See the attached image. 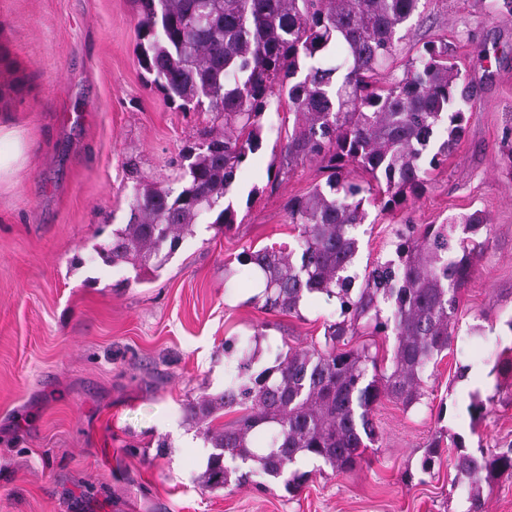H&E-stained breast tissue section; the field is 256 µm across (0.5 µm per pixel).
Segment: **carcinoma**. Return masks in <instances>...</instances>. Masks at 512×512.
<instances>
[{"instance_id": "obj_1", "label": "carcinoma", "mask_w": 512, "mask_h": 512, "mask_svg": "<svg viewBox=\"0 0 512 512\" xmlns=\"http://www.w3.org/2000/svg\"><path fill=\"white\" fill-rule=\"evenodd\" d=\"M421 0H134L139 64L177 108L206 111L211 126L180 151L175 186L139 181L127 224L100 253L150 274L160 269L200 219L230 232L238 213L228 200L240 171L272 128L265 114L285 96L295 123L288 164L317 161L324 183L288 200L291 247L245 250L262 291L261 308L299 315L304 297L336 299L338 317L323 343L291 350L255 374L256 352L244 345L224 394L187 406L193 419L214 421L240 407L224 426H207L213 452L202 474L208 487L231 475L242 485L261 473L278 479L311 455L333 469H354L377 441L374 406L388 397L410 407L424 396V377L454 341L458 295L475 275L489 218L476 210L446 224H403L396 258L359 273L358 227L365 204L391 211L423 194L427 167L447 160L464 134L467 86L448 61V45L430 43L401 75L390 71L397 45ZM364 330L394 337L390 364L369 346L340 344ZM495 396L468 406L481 419ZM453 468L467 512H484L483 486L512 480V447L462 450ZM430 443L423 470L441 458Z\"/></svg>"}]
</instances>
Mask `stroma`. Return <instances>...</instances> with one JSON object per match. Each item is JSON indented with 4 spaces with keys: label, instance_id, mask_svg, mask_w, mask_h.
<instances>
[{
    "label": "stroma",
    "instance_id": "35a3bbf8",
    "mask_svg": "<svg viewBox=\"0 0 512 512\" xmlns=\"http://www.w3.org/2000/svg\"><path fill=\"white\" fill-rule=\"evenodd\" d=\"M488 5L421 0L411 19L396 67L446 42L473 100L426 192L385 214L368 206L357 257H392L394 225L484 211L489 245L460 291L451 350L420 403L381 399L380 444L353 470L299 457L307 480L291 493L261 475L205 486L211 448L184 409L223 393L237 360L225 344L255 338L259 371L336 319L335 301L316 295L296 317L261 309L236 259L291 244L286 203L324 173L306 162L270 181L284 159L268 136L231 194L233 231L199 220L161 269L136 278L97 248L126 223L135 180L167 186L209 115L146 84L133 0H0V126L18 135L0 152L20 154L0 174V512H460L453 452L421 468L430 440L512 443V374L489 355L512 346V168L499 153L512 128V16ZM476 395L496 402L474 421Z\"/></svg>",
    "mask_w": 512,
    "mask_h": 512
}]
</instances>
